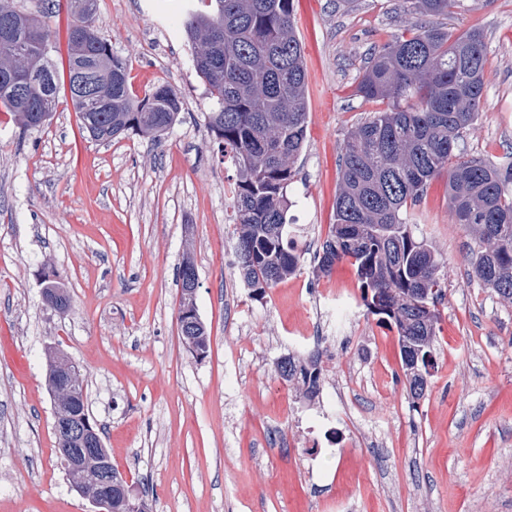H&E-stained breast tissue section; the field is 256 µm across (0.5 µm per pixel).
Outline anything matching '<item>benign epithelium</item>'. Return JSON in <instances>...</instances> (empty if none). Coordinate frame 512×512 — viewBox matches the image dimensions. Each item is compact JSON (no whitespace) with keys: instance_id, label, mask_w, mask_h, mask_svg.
Here are the masks:
<instances>
[{"instance_id":"benign-epithelium-1","label":"benign epithelium","mask_w":512,"mask_h":512,"mask_svg":"<svg viewBox=\"0 0 512 512\" xmlns=\"http://www.w3.org/2000/svg\"><path fill=\"white\" fill-rule=\"evenodd\" d=\"M198 285L192 271L185 270L181 276L180 293L190 303L182 308L180 316L183 318V341L191 348L195 347L198 329L203 327L195 303ZM41 296L46 305L59 313L64 314L71 309V303L62 301L56 288H41ZM47 363L50 366L49 391L55 408V433L63 445L82 448V452L68 457L69 471L73 474L80 472L89 458L95 459L100 467V478L95 485L75 482L73 487L90 502L93 506L92 512H112V489L125 487L129 484L128 478L119 470L113 469L101 436L96 430L97 422L91 416H85L80 424L74 425L60 411L62 402L84 386V374L72 357L58 347L47 351Z\"/></svg>"}]
</instances>
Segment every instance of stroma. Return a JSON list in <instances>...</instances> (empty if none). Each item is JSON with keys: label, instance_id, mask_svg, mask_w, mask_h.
Masks as SVG:
<instances>
[{"label": "stroma", "instance_id": "obj_1", "mask_svg": "<svg viewBox=\"0 0 512 512\" xmlns=\"http://www.w3.org/2000/svg\"><path fill=\"white\" fill-rule=\"evenodd\" d=\"M187 6L97 0L137 98L166 84L183 103L159 141L91 140L65 93L46 127L24 130L0 112V512L91 508L53 432L54 344L81 366L112 463L147 490L152 512H512V301L472 276L447 176L409 209L447 285L422 398L411 397L397 333L367 312L354 268L318 270L343 142L383 108L357 92L366 61L423 16L402 0H296L308 116L288 196L300 260L259 299L237 273L236 168L207 127ZM441 24L484 34L481 113L462 146L510 166L512 0H461ZM187 254L210 338L201 359L177 321ZM48 262L72 297L67 314L41 300ZM317 339L334 364L308 401L277 363L310 355Z\"/></svg>", "mask_w": 512, "mask_h": 512}]
</instances>
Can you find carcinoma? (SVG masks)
I'll list each match as a JSON object with an SVG mask.
<instances>
[{"label":"carcinoma","instance_id":"1","mask_svg":"<svg viewBox=\"0 0 512 512\" xmlns=\"http://www.w3.org/2000/svg\"><path fill=\"white\" fill-rule=\"evenodd\" d=\"M457 0H405L410 10L438 18ZM67 75L71 103L96 141L128 132L159 137L179 120L182 101L168 85L139 100L128 66L105 37L81 36L97 25L96 0H68ZM192 65L205 84L208 128L231 154L237 224L236 255L244 285L264 294L292 276L299 256L288 237V186L307 129L304 50L294 26V0H195L185 16ZM56 34L42 15L0 3V109L16 124L41 128L60 92L52 52ZM486 51L483 33L457 34L439 25L414 30L371 54L357 92L386 108L344 141L335 223L323 243V273L342 261L356 271L367 310L397 330L402 369L416 353L433 352L445 290L433 249L415 238L406 208L429 182L448 175L451 220L475 236L472 275L512 300V191L500 170L458 151L463 130L479 116ZM95 97L80 100L77 75ZM281 378L305 399L320 391L318 354L278 362ZM78 424L88 412L80 389L66 406Z\"/></svg>","mask_w":512,"mask_h":512}]
</instances>
